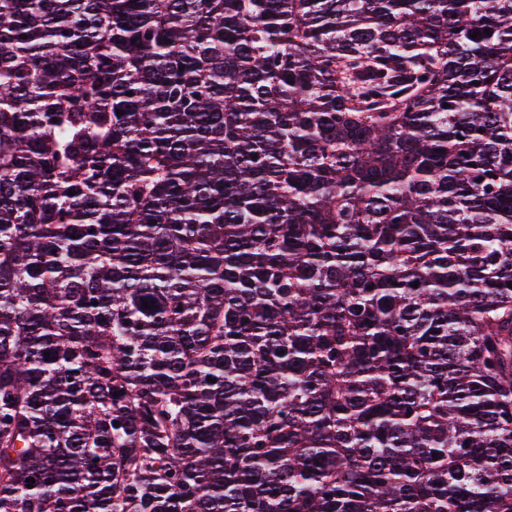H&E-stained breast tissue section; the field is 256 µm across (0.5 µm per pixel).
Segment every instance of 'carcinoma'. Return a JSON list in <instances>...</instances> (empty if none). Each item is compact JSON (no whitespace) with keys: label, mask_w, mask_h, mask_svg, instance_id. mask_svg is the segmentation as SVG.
I'll use <instances>...</instances> for the list:
<instances>
[{"label":"carcinoma","mask_w":512,"mask_h":512,"mask_svg":"<svg viewBox=\"0 0 512 512\" xmlns=\"http://www.w3.org/2000/svg\"><path fill=\"white\" fill-rule=\"evenodd\" d=\"M509 282L512 0H0V512H512Z\"/></svg>","instance_id":"1"}]
</instances>
